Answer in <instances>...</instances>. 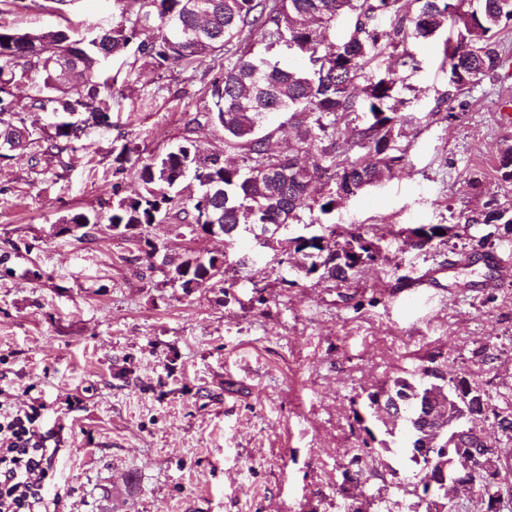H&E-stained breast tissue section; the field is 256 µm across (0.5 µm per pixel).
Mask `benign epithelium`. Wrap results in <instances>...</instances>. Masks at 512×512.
<instances>
[{"label": "benign epithelium", "instance_id": "7a95c632", "mask_svg": "<svg viewBox=\"0 0 512 512\" xmlns=\"http://www.w3.org/2000/svg\"><path fill=\"white\" fill-rule=\"evenodd\" d=\"M461 399L464 414L455 421L448 420L444 400L431 393L423 396L397 397L379 392L377 410L391 418L401 414V407L410 403L413 420L428 431L423 443L412 445L409 451L419 460L435 461L420 486L423 494L419 503L427 512H452L454 499L446 493L451 488H467L479 493L485 512H507L512 507V484L503 477L504 467L496 443L472 421L475 410L484 406V393L462 381Z\"/></svg>", "mask_w": 512, "mask_h": 512}]
</instances>
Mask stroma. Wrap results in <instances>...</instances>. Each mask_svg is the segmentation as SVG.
Instances as JSON below:
<instances>
[{"label":"stroma","mask_w":512,"mask_h":512,"mask_svg":"<svg viewBox=\"0 0 512 512\" xmlns=\"http://www.w3.org/2000/svg\"><path fill=\"white\" fill-rule=\"evenodd\" d=\"M136 0H15L0 24L28 31L65 21L109 25ZM409 83L408 162L380 185L341 200L329 216L337 241L382 237L385 260L341 282L305 274L286 240L261 249V272L231 268L227 292L184 293L160 257L99 228L78 241L58 232L73 210H98L140 189L117 178L115 150L143 159L191 139L206 151L224 132L192 128L213 78L137 63L114 85L112 127L92 129L63 163L29 150L0 164V413L37 407L60 454L45 491L56 512H339L372 491L390 512H414L417 468L403 458L405 427L387 431L365 407L368 391L414 367H437L488 398L481 419L503 459L497 428L512 404V224H474L487 204L512 205L496 170L512 125V66L481 77L436 109L446 91L442 43L419 46ZM445 224L444 241L416 249L404 232ZM149 236L168 253L220 252L224 241L177 224ZM45 275L29 276L32 266ZM427 275L426 294L410 290ZM387 442L364 482L343 473L365 439Z\"/></svg>","instance_id":"1"}]
</instances>
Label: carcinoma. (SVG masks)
I'll list each match as a JSON object with an SVG mask.
<instances>
[{
  "mask_svg": "<svg viewBox=\"0 0 512 512\" xmlns=\"http://www.w3.org/2000/svg\"><path fill=\"white\" fill-rule=\"evenodd\" d=\"M141 0L134 18L121 17L79 39L67 30L28 32L0 25V161L12 158L14 147L36 148L34 159L50 161L92 126L109 127L111 79H100L101 63L135 44V59L157 70L178 66L195 70L209 57L219 77L207 87V123L224 130V148L203 152L191 139L147 162L130 142L115 157V172L133 171L141 185L134 196H117L105 210H74L60 232L76 240L101 226L135 238L148 254L158 246L147 234L153 224L171 221L200 235L205 224H224V242L266 224H303L304 215L332 214L337 202L381 183L406 160L401 145L406 104L402 92L420 68L415 47L450 27L443 61L448 63V90L438 103L454 100L476 79L502 68L505 53L499 35L512 30V0H475L466 11L454 0ZM344 35L331 38L340 19ZM156 26L154 41L135 42L138 30ZM286 48L302 54L304 64L291 65L273 57ZM35 86L28 111L64 116L84 115L78 126L56 122L55 139H45L15 111L11 86ZM288 115L273 123V117ZM296 130V150L312 154L308 169L294 158L269 151V142L284 126ZM349 137L340 139L343 130ZM236 154L225 163L224 152ZM372 157L363 164L360 153ZM501 178L512 181V144L497 160ZM323 186L320 197L312 185ZM512 224V209L492 207L466 222ZM320 267L307 273L321 279L349 280L370 262L386 259L379 238L350 234L341 244L336 228L327 225L313 236ZM227 252L206 257L166 255L170 281L189 293L224 281ZM437 384L448 393L450 409L462 404L456 391L424 369L407 378L397 376L387 388L394 394Z\"/></svg>",
  "mask_w": 512,
  "mask_h": 512,
  "instance_id": "1",
  "label": "carcinoma"
}]
</instances>
